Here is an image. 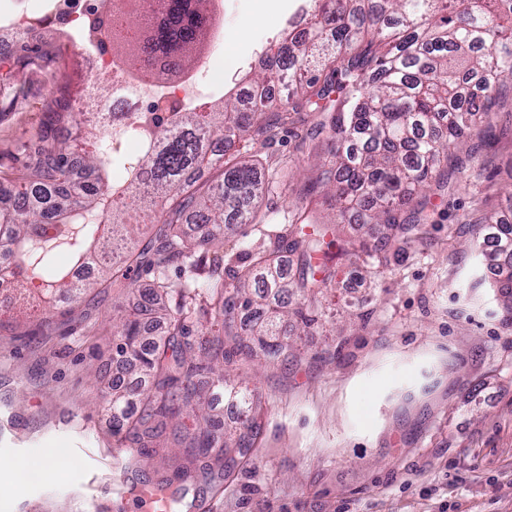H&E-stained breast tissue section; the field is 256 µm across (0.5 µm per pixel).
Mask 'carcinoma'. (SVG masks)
Here are the masks:
<instances>
[{
    "instance_id": "obj_1",
    "label": "carcinoma",
    "mask_w": 512,
    "mask_h": 512,
    "mask_svg": "<svg viewBox=\"0 0 512 512\" xmlns=\"http://www.w3.org/2000/svg\"><path fill=\"white\" fill-rule=\"evenodd\" d=\"M309 2L305 27L268 56L250 87L249 95L259 98L255 108L244 110L237 94L217 109L186 112L158 102L148 116L128 113L83 155L96 181L71 192V144L58 139L56 130L89 118L69 111L64 82L45 129L24 145L28 187L11 209L0 210V227L15 255L16 286L42 279L35 301L56 310L58 298L72 300L92 288L122 289L133 270L152 274L153 288L139 312L165 316V340L144 335L140 318L126 311L116 331L126 374L150 384L141 394L139 416L131 418L133 392L112 383V430L122 443L131 436L143 448H160L171 425L179 433L177 445L191 457L233 448L246 455L260 434L264 408L226 369L243 359L275 364L293 355L279 328L285 316L308 328L318 323V305L336 280L339 262L367 248L340 236L328 241L327 229L379 224L385 233L374 251L389 245L397 255L405 252L409 236L423 234L428 224L431 198L448 192V163L459 169L475 157L473 146L464 159L458 152L468 137L482 135L486 115L512 91V0ZM209 6L210 0H165L159 10L157 0H136L131 11L116 8L123 26H98V41L114 46L124 40V29L148 23L165 68L179 77L194 63L188 49L206 42ZM139 64L140 55L119 52L113 66L126 78ZM285 77L286 98L266 92L268 83ZM300 112L319 116L305 141L327 145L315 180L333 190L336 219L324 222L311 201L297 206L289 211L288 233L274 234L272 247L247 251L246 264L226 270L233 258L224 252V228L231 222L266 225L267 214L254 203L279 188L246 147L256 137H272L277 124ZM130 135L143 143L138 164L125 181L100 185L116 160L112 142ZM201 168L218 171L204 192L188 178ZM147 183L159 211L154 237L141 246L129 211ZM186 215L197 219L200 237L182 230ZM487 223L489 232L475 245L478 255L488 264L511 261L512 224L498 217ZM201 249L210 254L204 306L197 305ZM283 251L296 255L292 273L283 268ZM60 253L67 256L64 265L56 262ZM174 263L187 277H169ZM90 266L97 276L75 280L76 270ZM288 293L303 306L286 309L281 296ZM256 305L264 319L246 330L243 316ZM202 372L247 412L219 448L209 430L210 396L193 381ZM186 416L193 420L190 428Z\"/></svg>"
}]
</instances>
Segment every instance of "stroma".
Instances as JSON below:
<instances>
[{"label": "stroma", "instance_id": "stroma-1", "mask_svg": "<svg viewBox=\"0 0 512 512\" xmlns=\"http://www.w3.org/2000/svg\"><path fill=\"white\" fill-rule=\"evenodd\" d=\"M298 0H224V44L210 80L187 102L222 99L260 71L261 53L285 38ZM31 65L0 87V184L21 182L23 143L35 134L65 75L85 70L69 32L49 25L28 38ZM475 166L453 174L425 238L379 265L361 252L342 262L322 326L293 337L302 359L240 365L265 403L261 434L226 479L192 470L165 433L159 452L117 443L100 387L121 369L112 310L137 304L152 284L131 274L120 292H94L45 319L22 299L0 304V477L8 512H144L131 489L172 480L182 512H512V320L473 241L483 218L512 193V112H493ZM306 125L287 124L250 148L276 193L258 206L265 230L233 225L228 251L275 234L312 170L298 145ZM62 455L63 476L47 470ZM38 470L37 479L26 478Z\"/></svg>", "mask_w": 512, "mask_h": 512}]
</instances>
